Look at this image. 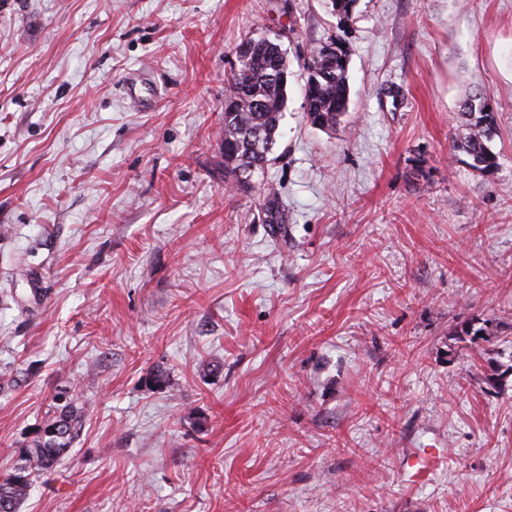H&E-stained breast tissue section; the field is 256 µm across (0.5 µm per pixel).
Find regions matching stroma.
Returning a JSON list of instances; mask_svg holds the SVG:
<instances>
[{"label":"stroma","mask_w":512,"mask_h":512,"mask_svg":"<svg viewBox=\"0 0 512 512\" xmlns=\"http://www.w3.org/2000/svg\"><path fill=\"white\" fill-rule=\"evenodd\" d=\"M284 25L276 236L221 129L236 45ZM61 388L81 428L20 512H512V0H0V475ZM349 53L338 36L315 45L305 66L307 117L319 129H333L348 112ZM488 95L476 90L463 99L459 110L461 134L452 148L469 158L467 164L478 173H486L498 165L491 147L494 116L488 105Z\"/></svg>","instance_id":"1"}]
</instances>
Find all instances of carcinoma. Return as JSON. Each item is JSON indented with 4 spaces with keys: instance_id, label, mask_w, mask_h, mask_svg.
<instances>
[{
    "instance_id": "cac0c4a2",
    "label": "carcinoma",
    "mask_w": 512,
    "mask_h": 512,
    "mask_svg": "<svg viewBox=\"0 0 512 512\" xmlns=\"http://www.w3.org/2000/svg\"><path fill=\"white\" fill-rule=\"evenodd\" d=\"M281 34L247 36L235 48L237 66L224 99V167L228 177L238 182L239 175L253 178L264 175L279 136L287 103L282 85L289 63L281 54ZM349 53L345 42L331 37L313 47L305 66V98L311 124L332 129L348 112L350 102ZM461 134L452 148L469 158V167L486 173L498 165L491 147L494 116L488 95L476 90L463 99L459 110ZM262 213L267 224L285 223L284 208L275 190L264 188ZM68 390L56 394L58 404L39 428L31 445L21 450L20 463L0 478V505L10 512L29 495L35 479L54 470L68 456L80 428V411Z\"/></svg>"
}]
</instances>
